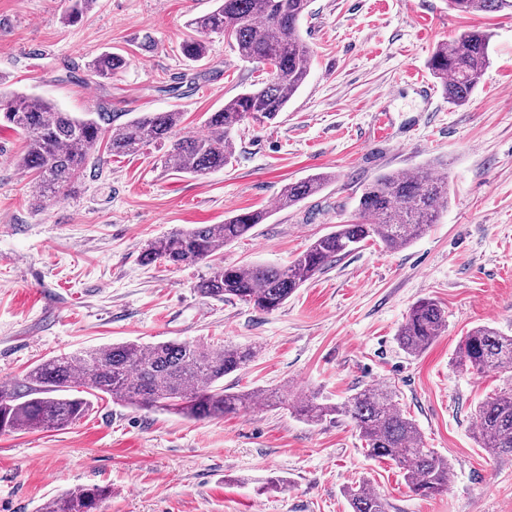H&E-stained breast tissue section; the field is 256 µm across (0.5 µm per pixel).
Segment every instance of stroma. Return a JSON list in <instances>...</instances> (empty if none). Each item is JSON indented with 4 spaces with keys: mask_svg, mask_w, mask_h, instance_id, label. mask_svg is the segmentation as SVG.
Instances as JSON below:
<instances>
[{
    "mask_svg": "<svg viewBox=\"0 0 512 512\" xmlns=\"http://www.w3.org/2000/svg\"><path fill=\"white\" fill-rule=\"evenodd\" d=\"M214 6L96 0L67 24L65 0H0V87L79 116L176 109L181 135L199 134L209 112L259 80L219 35L204 61L182 55L187 20ZM474 26L493 39L469 103L423 97L436 45ZM300 30L313 50L305 84L274 123L242 125L232 163L203 177L167 171L163 143L125 157L102 148L67 195L39 211L16 166L25 141L0 126V380L125 341L250 345L255 358L225 376L226 388L336 403L390 384L426 447L450 461L447 492L414 493L342 417L309 424L284 405L194 421L103 395L66 429L0 435V512H40L61 491L94 484L112 490L102 512H350L345 488L359 482L389 512H512V455L488 457L474 437V408L504 377L453 367L473 327L512 335V15L461 16L448 0H311ZM105 52L128 67L84 82L87 62ZM435 160L447 163L451 186L437 224L396 251L367 242L275 311L197 292L210 262L141 260L148 241L175 229L265 209L269 218L219 260L287 264L354 219L365 183ZM318 172L334 175L321 194L276 209L283 186ZM424 298L441 303L448 326L411 357L396 334ZM271 475L283 488L263 489Z\"/></svg>",
    "mask_w": 512,
    "mask_h": 512,
    "instance_id": "35a3bbf8",
    "label": "stroma"
}]
</instances>
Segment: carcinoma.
Wrapping results in <instances>:
<instances>
[{"mask_svg":"<svg viewBox=\"0 0 512 512\" xmlns=\"http://www.w3.org/2000/svg\"><path fill=\"white\" fill-rule=\"evenodd\" d=\"M453 11L473 15L512 13V0H453ZM65 20L75 22L92 9L94 0H68ZM311 0H217V7L187 21L193 36L184 41L183 55L200 61L207 39L220 34L241 58L269 67L259 86L238 94L209 113L203 133L180 135L183 113L140 112L114 124L115 115L99 112L80 117L41 97L0 90V124L27 137L17 166L34 176L33 198L47 208L80 177L101 141L114 156L137 155L155 142L171 141L164 167L204 177L228 165L235 154L234 133L248 119L269 121L285 110L310 73L312 50L299 30ZM493 34L463 30L436 45L429 59L448 102L462 106L477 89L490 64ZM127 66L118 53H102L88 64V81L110 79ZM332 174L311 175L291 183L278 196L281 209L321 192ZM448 171L428 164L411 175L383 173L362 190L357 218L316 238L285 266L250 264L221 266L197 284L199 293L221 301H242L272 312L337 258L368 241L387 249L408 245L437 222L448 205ZM270 216L248 211L222 224H195L144 245L142 261L179 266L206 261L224 246L243 238ZM448 315L439 302L422 299L409 310L397 331L400 348L417 356L447 327ZM250 347L204 346L178 340L130 341L91 350L61 353L33 366L22 378L0 382V434L63 430L90 409L91 402L71 397L79 385L108 395L112 402L149 411H163L194 420L221 418L264 404L288 402V391L230 392L224 376L242 369L253 357ZM454 367L480 373L512 374V336L488 325L472 328L462 340ZM303 420L321 424L339 416L359 430L369 454L394 462L408 486L430 496L448 490L452 467L448 459L424 446L416 423L399 408L385 385L360 389L342 403L311 394L295 406ZM476 436L491 456L512 454V382L494 391L475 409ZM111 490L79 486L48 501L45 512H100ZM351 512H388V503L367 484L347 490Z\"/></svg>","mask_w":512,"mask_h":512,"instance_id":"carcinoma-1","label":"carcinoma"}]
</instances>
